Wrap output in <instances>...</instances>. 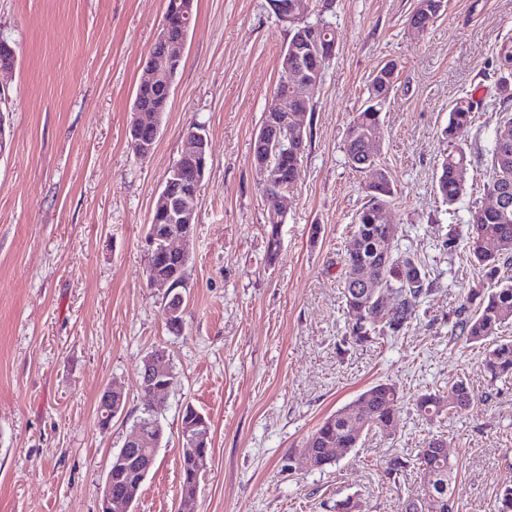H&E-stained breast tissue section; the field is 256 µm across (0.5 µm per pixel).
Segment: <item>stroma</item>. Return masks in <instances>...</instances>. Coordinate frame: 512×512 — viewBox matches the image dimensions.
I'll use <instances>...</instances> for the list:
<instances>
[{
    "instance_id": "stroma-1",
    "label": "stroma",
    "mask_w": 512,
    "mask_h": 512,
    "mask_svg": "<svg viewBox=\"0 0 512 512\" xmlns=\"http://www.w3.org/2000/svg\"><path fill=\"white\" fill-rule=\"evenodd\" d=\"M166 0H0V36L19 46L8 88L11 144L0 155V512H99L109 463L145 407L165 438L130 512H175L181 415L211 421L212 453L198 512H401L422 476L423 438L442 436L454 466L455 512H497L512 486V380L490 382L485 349L456 340L455 310L482 279L464 241L486 205L487 166L502 112L498 49L512 40V0H447L425 31L409 25L416 0H310L309 20L336 32V53L310 92L311 139L288 196L281 251L266 261L253 134L288 81L280 55L289 27L271 0H194L171 105L153 154L129 146L132 101L163 23ZM397 79L381 114L376 164L394 196L392 244L422 261L437 288L395 337L352 341L342 261L370 171L353 169L344 133L387 62ZM474 103L457 142L442 135L458 98ZM204 125L210 169L185 248L179 332L163 320L165 289L146 279L147 224L167 168L192 125ZM471 158L466 194L434 192L454 146ZM457 236L454 250L442 243ZM165 349L173 385L158 401L141 387L144 358ZM465 380L477 400L429 422L414 394ZM380 382L396 384L392 432L321 470L290 457L327 416ZM112 386L123 412L108 428L97 406ZM402 472L387 475L392 458Z\"/></svg>"
}]
</instances>
